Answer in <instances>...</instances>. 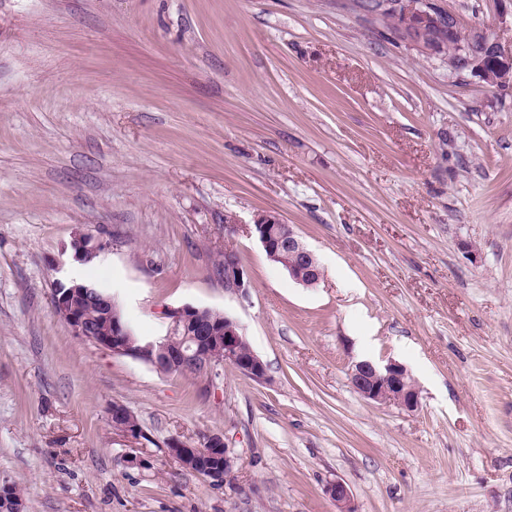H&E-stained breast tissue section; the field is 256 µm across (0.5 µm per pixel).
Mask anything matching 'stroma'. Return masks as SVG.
I'll return each instance as SVG.
<instances>
[{"label":"stroma","instance_id":"obj_1","mask_svg":"<svg viewBox=\"0 0 512 512\" xmlns=\"http://www.w3.org/2000/svg\"><path fill=\"white\" fill-rule=\"evenodd\" d=\"M438 3L512 52V0ZM265 211L316 287L267 259ZM78 230L107 243L93 263ZM228 247L246 291L216 270ZM64 278L144 337L184 305L232 316L265 380L73 336ZM363 360L403 364L418 409L361 397ZM214 433L234 487L164 453ZM337 479L357 512H512V87L353 0H0V482L26 512H336ZM256 238L270 261L280 263L290 277L304 287H315L322 277L316 255L275 212L258 214L253 224ZM104 248L105 243L81 230L75 232L71 241L72 257L81 264L91 262ZM110 415L112 418H117L123 421L121 433L131 438H137L141 435L140 425L133 413L121 403H113ZM117 419L111 420L112 427L116 430L118 428L119 421ZM325 492L334 503L336 512H356L351 492L343 481L329 483Z\"/></svg>","mask_w":512,"mask_h":512}]
</instances>
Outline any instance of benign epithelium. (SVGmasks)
Here are the masks:
<instances>
[{
  "label": "benign epithelium",
  "instance_id": "obj_1",
  "mask_svg": "<svg viewBox=\"0 0 512 512\" xmlns=\"http://www.w3.org/2000/svg\"><path fill=\"white\" fill-rule=\"evenodd\" d=\"M385 11L393 19L402 36L416 51L427 57L445 53V48L433 40L436 25L448 26V68L459 71L473 68L483 80L496 87L512 84V55L504 54L497 42L483 31L465 39L459 38V18L451 11L442 9L435 0H378L372 14L381 16ZM256 238L267 258L279 263L297 283L312 288L322 277L316 255L297 236L292 225L275 212L258 214L253 224ZM105 243L88 232L78 230L71 241L72 257L81 264L89 263L104 250ZM224 287L244 291L249 288L247 272L239 255L232 249L224 250ZM63 290L62 281H56L53 309L67 313V325L73 335L90 341L114 355L129 356L140 360L162 374L181 370L187 365L199 369L207 382L220 375V367L212 358L210 349L224 348V364L244 375L262 380L266 376L264 362L247 347L245 335L239 323L229 315H222L209 308L185 305L167 313L166 332L153 339L136 343L134 333L122 317V309L113 295L100 292L75 279ZM80 298L96 303L103 309V317L110 326V333L101 335L99 328L87 321L74 305ZM355 390L365 399L381 404H393L407 411H414L420 403L419 390L411 382L407 368L395 361L385 365L371 361H359L349 373ZM111 416L123 421L122 434L137 438L140 425L133 413L121 403H113ZM207 445L213 453L223 454L224 482L231 481L238 458L227 448L218 434L208 437ZM166 454L181 466L192 468L198 464L197 449L187 447L173 437L165 444ZM326 494L336 507V512H356L348 486L336 480L329 483Z\"/></svg>",
  "mask_w": 512,
  "mask_h": 512
}]
</instances>
